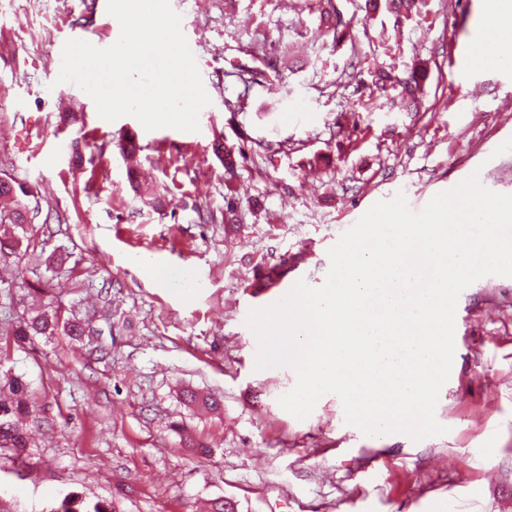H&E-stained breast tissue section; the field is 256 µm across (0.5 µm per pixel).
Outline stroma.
<instances>
[{"label":"stroma","mask_w":512,"mask_h":512,"mask_svg":"<svg viewBox=\"0 0 512 512\" xmlns=\"http://www.w3.org/2000/svg\"><path fill=\"white\" fill-rule=\"evenodd\" d=\"M493 3L421 0L400 15L365 0H170L211 99L182 132L106 121L59 82L67 40L118 39L107 0H0V175L40 208L0 256V377H19L31 405L23 456L0 448V512H57L71 494L84 512L226 498L238 512H512V278L461 293L435 408L447 432L420 441L364 435L331 393L297 419L279 404L294 371L256 370L246 325L298 280L323 286L329 248L377 202L401 192L417 212L474 173L512 194V152H496L512 138V41L482 52ZM417 66L419 110L390 107L378 72ZM129 131L146 195L118 147ZM218 141L248 154L235 177ZM143 257L195 288L167 287ZM54 309L79 339L14 336Z\"/></svg>","instance_id":"obj_1"}]
</instances>
